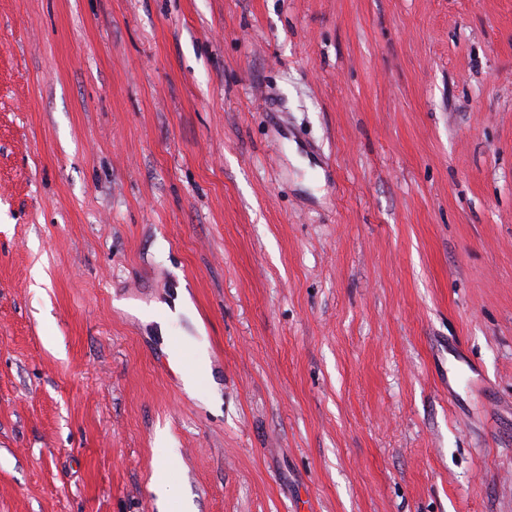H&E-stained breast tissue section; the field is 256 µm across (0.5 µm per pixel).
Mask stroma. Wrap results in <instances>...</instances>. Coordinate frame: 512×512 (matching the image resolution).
I'll list each match as a JSON object with an SVG mask.
<instances>
[{
  "label": "stroma",
  "instance_id": "stroma-1",
  "mask_svg": "<svg viewBox=\"0 0 512 512\" xmlns=\"http://www.w3.org/2000/svg\"><path fill=\"white\" fill-rule=\"evenodd\" d=\"M165 496L512 512V0H0V512ZM212 380V372L208 360L203 353H200L197 364L192 372L185 373L183 376L184 388L193 393L196 391L199 383L204 380Z\"/></svg>",
  "mask_w": 512,
  "mask_h": 512
}]
</instances>
